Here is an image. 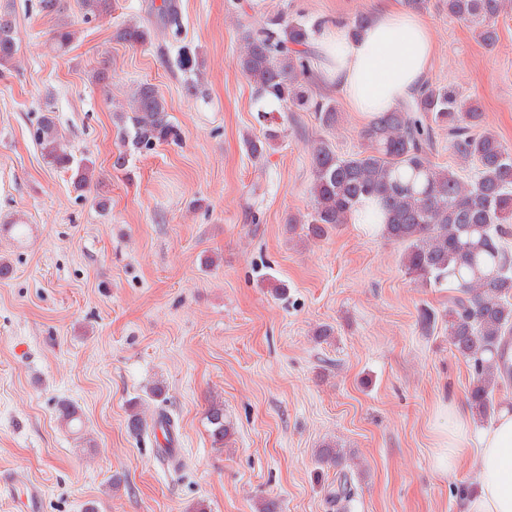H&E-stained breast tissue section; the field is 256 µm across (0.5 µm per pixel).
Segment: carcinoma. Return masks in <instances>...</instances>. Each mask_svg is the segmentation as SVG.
<instances>
[{"mask_svg": "<svg viewBox=\"0 0 512 512\" xmlns=\"http://www.w3.org/2000/svg\"><path fill=\"white\" fill-rule=\"evenodd\" d=\"M448 17L472 24L476 39L487 47L499 40L498 18L512 10V0H445ZM83 17L109 13L110 0H80ZM163 25L176 33L181 27L177 0L158 8ZM319 29L301 17L273 16L258 30H247L236 58L241 74L256 97L279 112H314L321 126L336 129L338 112L330 101L314 98L308 87L310 47ZM116 39L143 45L151 30L142 20L125 21ZM18 32L11 15L0 11V66L16 58ZM175 66L184 72L199 68L196 49L178 47ZM119 135L139 153L180 139L165 99L149 83L135 85L128 110L117 113ZM483 112L476 98L450 87L428 86L389 112H381L364 128L362 150L336 153L326 139L310 147L312 212L306 220L288 219L290 228L307 224V233L321 237L328 228L348 224L357 214L381 235L404 247L402 263L415 283L455 292L448 309V339L473 370L469 404L476 419L486 422L498 408L496 393L508 374L506 349L512 340V250L504 239L512 234V148L482 129ZM448 131V143L464 163H476L466 180L431 160L436 132ZM32 137L50 163L75 168V188H87L93 170L74 163L54 116L46 113ZM279 137L271 129L263 137L246 138V150L263 157ZM214 444L231 434L224 405L206 412ZM318 459L336 466V481L326 499L347 509L354 496L353 473L341 449L332 444Z\"/></svg>", "mask_w": 512, "mask_h": 512, "instance_id": "carcinoma-1", "label": "carcinoma"}]
</instances>
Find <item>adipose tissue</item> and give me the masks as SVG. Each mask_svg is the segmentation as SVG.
<instances>
[{
    "mask_svg": "<svg viewBox=\"0 0 512 512\" xmlns=\"http://www.w3.org/2000/svg\"><path fill=\"white\" fill-rule=\"evenodd\" d=\"M324 77L351 111L372 116L424 89L435 53L429 22L405 0H378L370 26L358 38L343 27L325 29L316 43ZM472 462L473 490L466 512H512V409L501 408L487 427L448 410V446L440 466L456 473Z\"/></svg>",
    "mask_w": 512,
    "mask_h": 512,
    "instance_id": "obj_1",
    "label": "adipose tissue"
}]
</instances>
